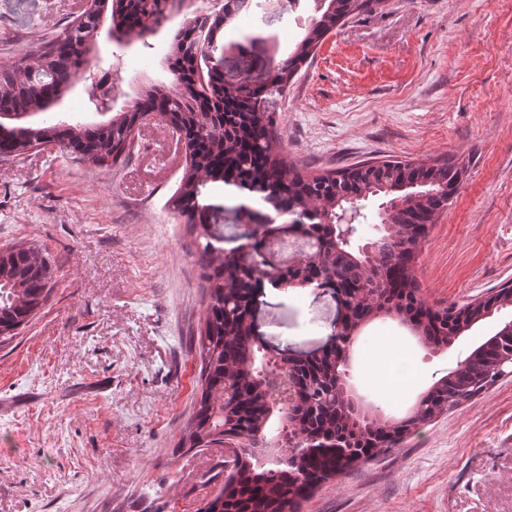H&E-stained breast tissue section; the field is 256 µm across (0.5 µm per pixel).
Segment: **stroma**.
<instances>
[{
  "instance_id": "stroma-1",
  "label": "stroma",
  "mask_w": 512,
  "mask_h": 512,
  "mask_svg": "<svg viewBox=\"0 0 512 512\" xmlns=\"http://www.w3.org/2000/svg\"><path fill=\"white\" fill-rule=\"evenodd\" d=\"M82 0H0V61L62 36ZM300 28L243 18L224 66L291 51ZM167 42L122 51L127 92L167 78ZM288 161L320 172L368 159L458 161L465 180L432 226L416 275L435 307L512 281V0H376L325 35L276 114ZM184 155L157 117L123 163H75L63 145L0 161V248L37 244L55 265L41 312L0 346V512H199L223 448L179 447L193 411L203 323L194 237L166 206ZM336 304L269 288L256 323L271 345L312 354ZM419 348L389 316L361 327L353 381L399 416L491 335ZM417 379L388 393L389 344ZM300 512H512V376L424 423L390 451L321 483Z\"/></svg>"
}]
</instances>
